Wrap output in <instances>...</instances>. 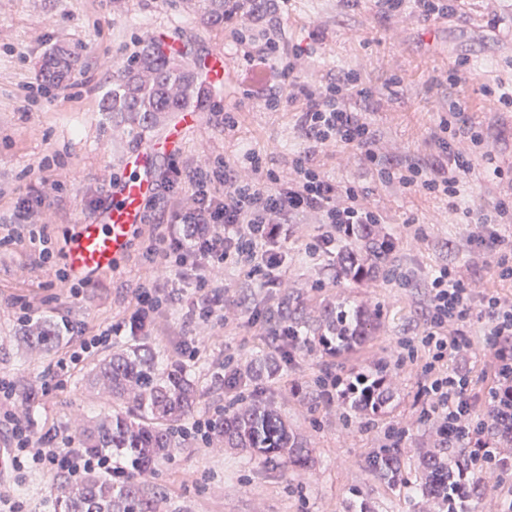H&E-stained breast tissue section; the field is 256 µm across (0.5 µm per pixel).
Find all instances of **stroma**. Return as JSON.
Instances as JSON below:
<instances>
[{"instance_id": "1", "label": "stroma", "mask_w": 512, "mask_h": 512, "mask_svg": "<svg viewBox=\"0 0 512 512\" xmlns=\"http://www.w3.org/2000/svg\"><path fill=\"white\" fill-rule=\"evenodd\" d=\"M201 10V0H0V238L11 230L18 199L42 200L32 238L0 245V375L13 379L18 391L34 395L16 410L31 419L34 438L50 435L55 447H79L76 419L120 409L90 388L91 370L113 347L145 343L158 369L178 363L189 370L201 393L194 418L272 400L313 450L311 470L295 475L197 438L176 437L172 457L140 478L154 493L158 512H348L350 504L361 501L372 512H437V504L421 498L415 486L370 478L365 462L396 443L405 471L412 474L419 452L439 447L437 422L420 395L424 361L408 356L429 318L430 278L445 265L472 282L476 294L512 297V281L500 280L496 269L503 242H512V224L499 226L500 243L471 246L473 225L463 214L449 213L446 199L382 183L348 150L325 148L321 166L329 179L358 187L383 218L381 230L393 248L373 280L337 282L333 253L314 255L308 249L323 226L300 215L283 227L280 288H261L243 269L224 270V304L239 316L227 326H185L197 290L183 282L181 300L159 311L151 331L118 337L112 347L88 354L68 372L58 373L57 362L78 348L79 337L63 335L50 352L20 341L16 302L33 303L39 320L83 322L94 331L132 308L136 288L156 274L143 252L162 208L148 205L132 248L114 273L84 286L77 300L58 279L65 268L66 239L78 222L94 220L109 205L110 184L124 175L125 153L163 137L177 120L176 113L159 112L132 130L114 126L111 114L100 108L113 72L145 39L161 33L177 40L175 64L193 72L216 49L227 56L223 90L209 89L200 122L185 129L176 158L158 165L156 181L173 177L189 159L236 162L253 151L263 155L267 167L287 175L288 157L302 145L294 111L274 112L244 98L232 30L207 23ZM270 20L284 46L308 51L304 64L313 80L326 82L352 70L377 90L378 103L365 117L380 133L382 153L428 157L434 151L430 132L446 115L449 98L459 93L467 119L483 128L495 164L512 171V111L482 92L483 86L512 81V0H463L455 15L427 23L410 7L402 16L384 17L378 0H285ZM59 47L78 53L82 64L64 87L42 88L37 79L42 60ZM460 62L466 80L452 92L440 79ZM227 112L235 121L230 129L220 122ZM465 182L461 204L473 213H488L500 201L512 200V182L486 177L483 163L475 164ZM286 296L300 301L311 318L324 305L341 302L378 309L380 316L363 345L331 356L318 347L272 338V313ZM502 344V338L489 337L484 353ZM190 345L197 348L193 361L184 353ZM484 353L447 359L452 369L467 365L477 417L488 412L495 385ZM266 358L279 367L274 380L225 383V371H242ZM381 363L393 394L378 413L355 414L320 386L326 372L335 373L343 386ZM54 375L59 387L41 393L42 381ZM11 446L8 431L0 427V493L20 497L27 512H53L47 497L53 474L14 472L7 458Z\"/></svg>"}]
</instances>
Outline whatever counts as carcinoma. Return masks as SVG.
Here are the masks:
<instances>
[{
	"label": "carcinoma",
	"instance_id": "obj_1",
	"mask_svg": "<svg viewBox=\"0 0 512 512\" xmlns=\"http://www.w3.org/2000/svg\"><path fill=\"white\" fill-rule=\"evenodd\" d=\"M204 20L224 23L235 20L231 12L241 13L245 4H224V0H205ZM81 65L78 54L61 49L49 54L42 63L43 86L56 88L71 71ZM197 94L194 73L170 66L152 40H147L126 65L112 75V96L102 110L112 113L127 126L144 125L157 112H181L191 107ZM391 242L379 236L373 225L359 229L345 250L336 255V277L354 281L370 279L385 264ZM378 313L373 310L348 311L328 304L319 320L307 325L304 341L313 343L330 355L352 350L373 329ZM274 324L301 331L304 324L299 306L288 299L279 302L273 313ZM61 340L56 325L46 322L31 336V343L50 350ZM275 362L250 366L243 377L257 381L274 375ZM92 383L113 397L133 404L128 414H109L91 427L80 428L82 445L97 453L125 459L133 470H149L169 459L174 451L172 433L194 409L197 390L181 365L165 373L158 371L153 352L143 346H129L112 352L92 375ZM381 370L374 376L359 374L347 384L344 397L357 413L379 412L389 390ZM217 441L226 448H237L251 456H262L285 471L307 468L311 450L288 432V424L273 403L257 400L250 405L224 411L214 428ZM366 471L373 477L395 485L403 480L401 450L386 448L368 457ZM487 468L465 453L450 454L445 448L422 453L418 462L419 494L438 502L451 512H472L474 499L489 487ZM48 496L55 512H157L156 500L141 483L128 481L118 485L99 471H89L73 481L60 475L49 486Z\"/></svg>",
	"mask_w": 512,
	"mask_h": 512
}]
</instances>
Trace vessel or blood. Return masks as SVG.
I'll return each instance as SVG.
<instances>
[{"instance_id":"obj_1","label":"vessel or blood","mask_w":512,"mask_h":512,"mask_svg":"<svg viewBox=\"0 0 512 512\" xmlns=\"http://www.w3.org/2000/svg\"><path fill=\"white\" fill-rule=\"evenodd\" d=\"M202 82L221 86L224 81V53H212L199 72ZM195 111L181 112L178 121L163 139L150 141L129 151L124 157L128 170L126 177L114 186L112 203L105 220L100 224L79 222L69 239L64 253L69 275L77 281H86L116 269L128 253L132 235L144 219V204L153 194L155 185L151 170L156 161L176 151L184 127L196 121Z\"/></svg>"}]
</instances>
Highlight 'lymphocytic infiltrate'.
<instances>
[{
  "instance_id": "1",
  "label": "lymphocytic infiltrate",
  "mask_w": 512,
  "mask_h": 512,
  "mask_svg": "<svg viewBox=\"0 0 512 512\" xmlns=\"http://www.w3.org/2000/svg\"><path fill=\"white\" fill-rule=\"evenodd\" d=\"M271 7L272 0H249L250 17L238 22L235 36L245 64L242 81L247 96L276 111L293 104L300 107L303 147L292 158L287 177L267 168L255 152L233 164L219 159L186 165L182 183L172 182L163 188L159 200L169 214V224L156 233L146 250L148 262L166 270V277L149 280L140 288L128 316L82 339L78 350L60 360V367L78 362L83 353L111 342L113 337L131 336L152 327L162 306L175 298L173 280L195 282L200 291L187 312L194 325L221 319L224 290L214 286L213 280L215 272L224 267L247 268L249 277L262 287H279L283 253L277 242L284 224L295 216L311 215L327 225V232L316 243L320 250L334 243L336 229L350 232L360 224L380 223V215L364 202L355 186L325 177L318 157L326 146L351 147L382 181L447 198L452 206L464 192L465 176L474 160H490L482 128L459 127L465 107L457 100L449 106L447 118L432 130L435 152L425 162L384 161L377 148L376 130L349 105L354 98L371 100L372 92L353 71L324 84L308 80L301 51L284 56L276 33L263 27L262 17ZM474 309L483 323L482 335L512 336L511 298L487 295L476 299L470 282L453 268L439 267L430 282L428 327L420 338L429 355L421 393L431 399L430 412L441 422V438L464 445L472 456L490 458L496 469H511L512 458L488 447L472 422L468 378L436 368L448 354L471 350L470 331L457 329L456 324ZM489 368L497 381L489 405L511 415L512 347L496 350ZM0 400L8 406L0 418L15 443L10 454L15 472L36 468L45 473L66 470L77 475L99 467L110 469L113 480H125L123 469L113 466L109 457L78 448L53 447L48 436L42 437L40 447H32L30 421L16 412L18 395L9 379H0Z\"/></svg>"
}]
</instances>
